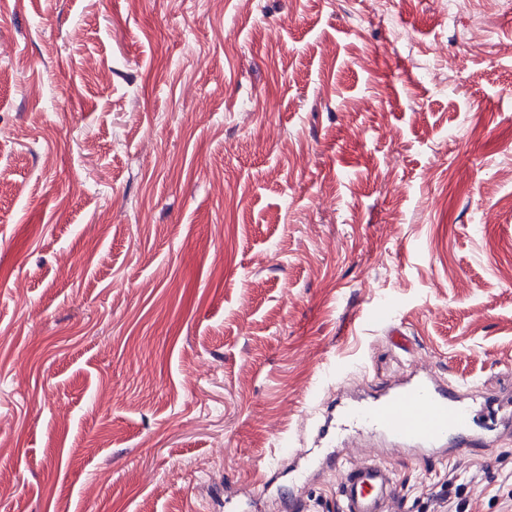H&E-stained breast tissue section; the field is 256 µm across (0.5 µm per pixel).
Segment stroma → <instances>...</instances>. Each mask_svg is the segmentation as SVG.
Segmentation results:
<instances>
[{"label": "stroma", "mask_w": 512, "mask_h": 512, "mask_svg": "<svg viewBox=\"0 0 512 512\" xmlns=\"http://www.w3.org/2000/svg\"><path fill=\"white\" fill-rule=\"evenodd\" d=\"M447 10L0 0V512H338L341 395H512V0ZM386 461L512 512V441Z\"/></svg>", "instance_id": "35a3bbf8"}]
</instances>
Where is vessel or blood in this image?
I'll use <instances>...</instances> for the list:
<instances>
[{
	"label": "vessel or blood",
	"mask_w": 512,
	"mask_h": 512,
	"mask_svg": "<svg viewBox=\"0 0 512 512\" xmlns=\"http://www.w3.org/2000/svg\"><path fill=\"white\" fill-rule=\"evenodd\" d=\"M457 384L430 370L380 385L378 394L355 402H336L323 413L313 448L294 450L304 465L335 466L333 443L356 449L357 462L341 467L336 484L341 512H393L397 479L379 448H365L362 436L386 440L399 454L425 460L427 452L473 448L482 442L475 407L465 405Z\"/></svg>",
	"instance_id": "1"
}]
</instances>
